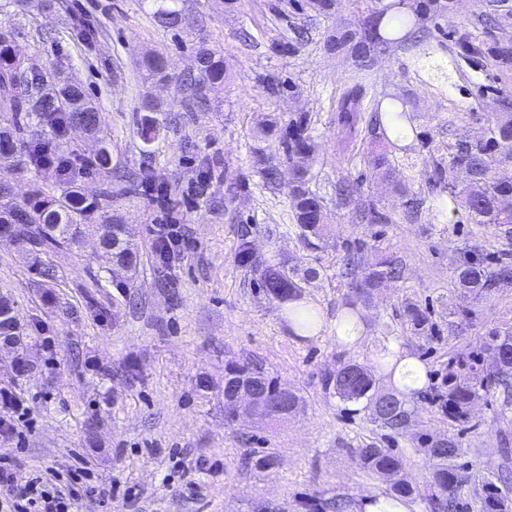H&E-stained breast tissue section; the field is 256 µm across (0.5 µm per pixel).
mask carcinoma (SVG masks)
<instances>
[{
	"label": "carcinoma",
	"mask_w": 512,
	"mask_h": 512,
	"mask_svg": "<svg viewBox=\"0 0 512 512\" xmlns=\"http://www.w3.org/2000/svg\"><path fill=\"white\" fill-rule=\"evenodd\" d=\"M180 0H155L153 20L167 30H183L191 25L189 16L179 5ZM451 4L445 0H421L417 9L424 15L446 14ZM411 24L404 14H369L353 28L334 31L326 41L328 50L336 54L357 57L363 68L371 66L373 53L358 55V36L376 43L386 38L397 40ZM199 77L192 83L197 102H207L211 85L224 81V60L215 49L202 41L197 48ZM141 76L147 82H174L162 55L153 54L140 62ZM365 88L356 83L347 88L336 103V128L341 141L351 144L362 132L366 119ZM0 114L6 123L0 124V162L16 163L23 170L50 171L60 191L36 186L20 201L0 203V225L8 224L19 239L21 259L36 274H43L42 256L67 250L80 243L86 232L103 231L106 234L102 251L104 265L117 266L129 272L136 270L137 257L128 248L129 228L112 215L108 200L87 201L80 186L75 183L73 171L78 158L59 152L57 136L72 124L82 123L88 133L99 137V149L94 155L95 166L112 172V152L101 136L103 120L98 107L85 93L81 84L61 75L58 70H40L24 66L16 58L12 33L0 29ZM310 118L305 113L291 117L280 140L288 157L290 171L296 178L292 197L293 218L303 237H323L327 230L326 213L322 202L310 189L307 159L315 150L310 131ZM512 162V113L506 112L476 142H462L451 154L450 165L461 175V184L448 187V206L461 205L473 224H493L507 239H512V173L499 172L500 165ZM373 169L383 175L391 173L393 160L386 151L370 156ZM317 276L310 268L305 276L296 278L285 266H268L259 278V287L266 296L279 302L295 300L301 293V282ZM403 278V267L391 256H382L362 279H352L345 318H359L358 307H368L372 291L386 280ZM494 286L485 261L471 260L457 269L456 287L465 292H481ZM13 310L10 298L0 296V336L12 341V361L26 363L27 343L19 336L18 326L11 323L8 314ZM298 329L310 333L316 324L308 307L289 311ZM485 349L498 357L485 383L512 386V325L490 329ZM247 382L272 398H278L281 385L277 378L253 365L230 363L225 367L224 384L231 386ZM344 402L365 400L374 407L386 394L375 389L371 374L356 363L342 365L336 375L326 381ZM475 397L469 386H461L448 377V402L454 407L453 420L465 417L464 408ZM394 405L375 421L396 429L408 418L405 404L392 395ZM433 460L432 481L426 496L433 512H452L456 507L459 479L455 461L460 456L461 444L450 436L437 440L429 449ZM355 457L364 470L379 475L395 476L402 470V457L387 448L367 443L355 450ZM502 497L497 488L485 487L481 499L482 512H499Z\"/></svg>",
	"instance_id": "obj_1"
}]
</instances>
